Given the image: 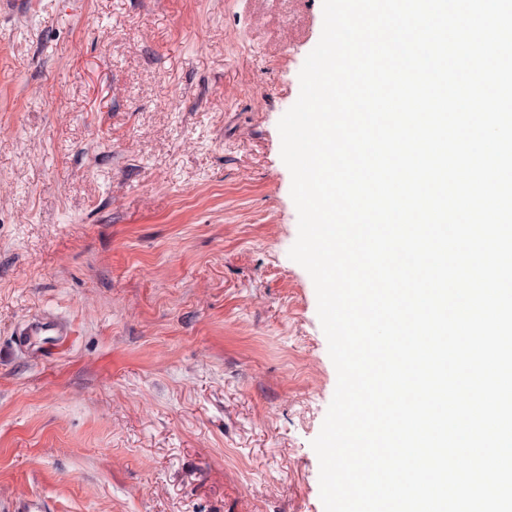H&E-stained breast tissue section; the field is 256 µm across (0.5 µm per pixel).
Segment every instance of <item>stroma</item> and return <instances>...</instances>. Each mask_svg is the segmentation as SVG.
Segmentation results:
<instances>
[{
  "label": "stroma",
  "mask_w": 512,
  "mask_h": 512,
  "mask_svg": "<svg viewBox=\"0 0 512 512\" xmlns=\"http://www.w3.org/2000/svg\"><path fill=\"white\" fill-rule=\"evenodd\" d=\"M322 0H0V512H324L337 374L278 122Z\"/></svg>",
  "instance_id": "1"
}]
</instances>
